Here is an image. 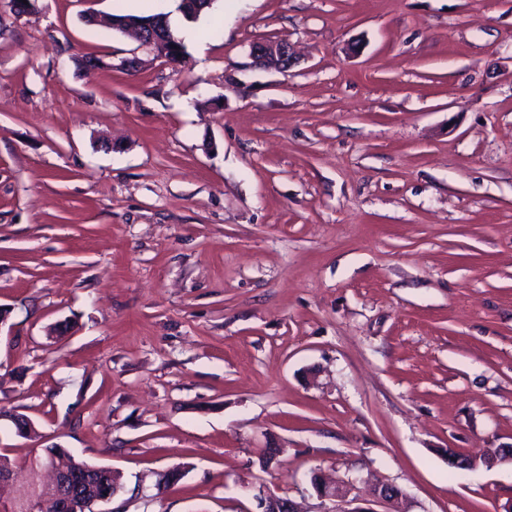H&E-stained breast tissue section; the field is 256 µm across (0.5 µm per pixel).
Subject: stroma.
Returning a JSON list of instances; mask_svg holds the SVG:
<instances>
[{"instance_id": "35a3bbf8", "label": "stroma", "mask_w": 512, "mask_h": 512, "mask_svg": "<svg viewBox=\"0 0 512 512\" xmlns=\"http://www.w3.org/2000/svg\"><path fill=\"white\" fill-rule=\"evenodd\" d=\"M150 11L180 65L85 21ZM0 308V449L119 512H327L316 471L502 512L447 452L512 446V0H0ZM248 56L250 67L266 71L287 72L298 63L291 46L282 41L253 43Z\"/></svg>"}]
</instances>
